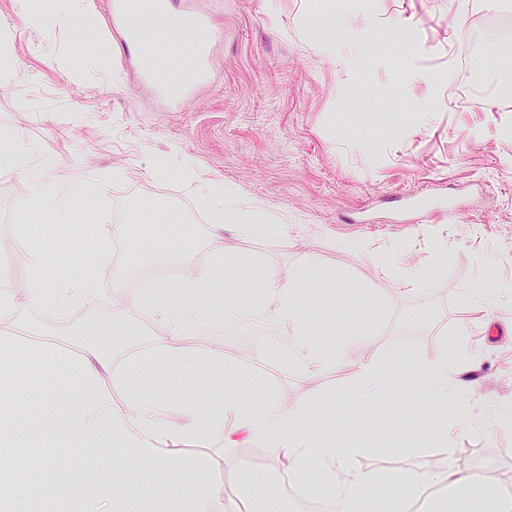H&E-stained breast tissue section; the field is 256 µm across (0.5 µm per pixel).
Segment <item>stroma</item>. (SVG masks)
<instances>
[{
  "label": "stroma",
  "instance_id": "obj_1",
  "mask_svg": "<svg viewBox=\"0 0 512 512\" xmlns=\"http://www.w3.org/2000/svg\"><path fill=\"white\" fill-rule=\"evenodd\" d=\"M114 0H91V25L72 18L49 35L29 28L15 0H0V32L9 37L11 72L0 83V134L29 143L14 167L0 151V265L25 285L20 262L29 248L60 245L65 261L42 270L50 283L77 274L80 232L122 222L123 254L87 270L111 302L46 323L26 304L0 334L74 339L86 328L126 326L129 347L163 329L138 305L158 266L185 270L213 263L203 197L220 185L232 202L273 214L252 235L224 225V276L202 302L259 311L251 330L216 321L192 345L224 355V371L249 399L303 404L334 430L360 443L354 466L395 483L435 474L454 462L480 472L512 471V298L486 304L473 287L512 284V92H487L477 108L462 104L471 72L462 67V36L486 32L483 68L512 73V0H169L173 12L210 18L211 79L170 107L120 30L108 22ZM339 11L356 41L346 61L332 63L331 33L311 15ZM40 181L46 204L29 202ZM80 198L66 219L53 201L68 187ZM198 216L171 246L149 241L150 199ZM38 224L42 236H22ZM315 262L312 287L299 289L298 337L314 341L327 362L304 371L260 349L256 335L275 334L271 283ZM425 275L406 293L393 267ZM409 364L392 360V353ZM447 362L467 390L445 412L427 410L419 393L423 369ZM373 364L378 381L363 372ZM148 398L192 391L202 405L219 394L188 386L162 368L143 377ZM384 411L389 434L369 431ZM452 429L448 445L407 448L408 436ZM187 454L226 455L216 479L237 485L246 471L269 477L267 512H293L278 482L282 460L254 440L232 450L223 442L191 444Z\"/></svg>",
  "mask_w": 512,
  "mask_h": 512
}]
</instances>
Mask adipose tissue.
<instances>
[{
	"instance_id": "adipose-tissue-1",
	"label": "adipose tissue",
	"mask_w": 512,
	"mask_h": 512,
	"mask_svg": "<svg viewBox=\"0 0 512 512\" xmlns=\"http://www.w3.org/2000/svg\"><path fill=\"white\" fill-rule=\"evenodd\" d=\"M87 11V0H45L41 10L25 11L24 17L30 27L45 32L62 19ZM21 261L37 281L32 288L18 290L10 274L0 268L1 323L16 321L20 306L27 302L36 304L47 322L66 320L76 311L100 304L101 289L85 275L51 286L38 278L39 251H24ZM312 275L313 267L307 263L289 271L275 286L276 313L288 329H296L300 321L294 288ZM210 283V269L202 268L182 288L158 285L147 311L162 325L163 336L120 359L97 341L72 347L54 336L36 335L21 342L0 338V396L11 395L23 385L25 364L48 359L57 363L51 378L61 392L51 411L32 412L40 431L30 435L29 452L21 451V434L12 418L0 417V461L10 463L0 471V483L7 485L28 475L37 458L42 462L38 479L51 491L47 498L1 496L0 512H228L224 492L211 478L215 460L185 457L179 449L183 443L207 445L217 440L232 448L234 441L224 428L228 417L251 439L285 458L290 473L308 492L329 491L335 512H365L378 477L355 469L360 448L323 436L315 416L305 407L275 399L246 402L233 391H226L224 400L205 411L186 398L173 405L163 397L143 396L138 378L166 366L206 367L212 386L223 389L222 359L190 347L187 340L219 317L235 326L252 324L255 312L228 310L217 303L200 308L193 296ZM257 344L290 354L309 372L325 364L321 351L283 334L259 335ZM112 380L122 384L121 402H114L104 387ZM62 448L81 449L74 465L82 470V477L62 478L56 467Z\"/></svg>"
}]
</instances>
